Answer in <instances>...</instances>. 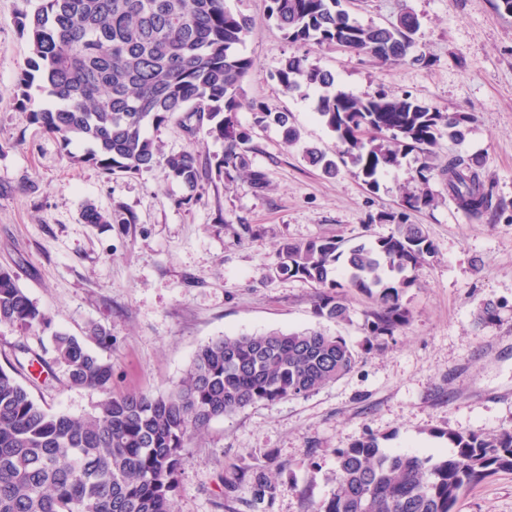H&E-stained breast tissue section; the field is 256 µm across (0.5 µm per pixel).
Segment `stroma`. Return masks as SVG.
Instances as JSON below:
<instances>
[{
    "label": "stroma",
    "instance_id": "stroma-1",
    "mask_svg": "<svg viewBox=\"0 0 512 512\" xmlns=\"http://www.w3.org/2000/svg\"><path fill=\"white\" fill-rule=\"evenodd\" d=\"M252 21L242 47L253 68L247 104L237 119L250 126L249 101L291 113L302 142L286 145L276 128L256 131L251 168L270 186L256 192L248 178L205 180L196 203L161 170L105 174L72 164L30 120L14 95L29 44L17 24L23 0H0V268L12 270L50 328L0 326V368L14 370L33 399L53 412H91L101 393L70 385L54 365L53 332L84 336L100 325L112 345L98 355L112 365V392L159 395L173 389L208 341L240 333L322 328L361 354L356 368L308 395L247 407L212 420L195 435L175 491L176 512H307L336 488L337 449L365 434L383 447L450 452L439 430L495 434L512 430V16L496 0H348L364 24L384 25L404 9L420 28L417 51L427 65L381 63L336 46L284 40L267 18L268 0H226ZM331 71L337 91L364 97L408 93L442 112L476 117L463 142L439 140L438 164L455 156L483 159L494 211L473 220L459 210L440 179L429 188L434 207L408 211L424 225L434 254L418 267L403 304L412 318L385 350L366 352L361 330L372 299L345 296L351 320L315 313L318 286L271 274L276 247L317 237L351 247L389 233L382 214L400 209V184L416 163L403 160L369 191L354 169L328 178L308 165L303 146L334 151L336 141L314 112L313 99L284 93L275 73L290 55ZM165 151L197 149L202 159L223 146L168 125L151 129ZM131 213V224L92 226L85 202ZM500 318L480 323L486 301ZM276 483L274 498L251 505V474ZM235 480L227 490V480ZM458 512H512V473L470 489Z\"/></svg>",
    "mask_w": 512,
    "mask_h": 512
}]
</instances>
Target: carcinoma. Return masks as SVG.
Returning <instances> with one entry per match:
<instances>
[{
	"instance_id": "1",
	"label": "carcinoma",
	"mask_w": 512,
	"mask_h": 512,
	"mask_svg": "<svg viewBox=\"0 0 512 512\" xmlns=\"http://www.w3.org/2000/svg\"><path fill=\"white\" fill-rule=\"evenodd\" d=\"M341 0H270L269 18L293 44H334L382 63L428 65L414 52L419 20L402 11L385 26L365 25L340 8ZM30 56L14 89L31 120L63 148L85 143L75 164L107 174L149 173L157 168L183 185L188 205L205 177L232 180L244 173L257 192L269 187L266 174L249 169L253 130L274 127L294 146L301 132L287 112L253 104L252 124L237 112L252 59L240 51L249 20L225 0H39L19 12ZM288 94L317 93L315 112L336 138V157L315 147L303 150L309 165L334 178L350 165L375 190L382 175L414 155L412 180L401 187L400 206L419 211L435 203L429 183L442 178L457 207L480 217L491 207L477 155L435 163L443 136L461 142L472 116L440 112L410 94L385 91L358 97L334 90L335 77L292 55L277 71ZM57 106H34V81ZM195 119L196 124L187 121ZM179 123L186 131L224 144L205 162L186 149L166 154L147 135L150 127ZM85 224H132L120 209L105 213L87 203ZM379 221L391 231L347 250L318 237L285 242L272 273L317 284L315 313L336 323L351 321L344 295L365 294L375 307L364 314L366 350H383L404 328L410 312L400 292L414 284L409 272L434 253L420 224L403 213ZM0 325L45 329L50 317L20 288L14 272L0 268ZM112 344L94 325L88 339L56 332L53 362L75 387L104 398L82 416L50 412L14 375L0 368V512H174L173 494L187 463L194 434L219 417L248 406L305 396L349 374L360 355L344 337L319 329L224 336L202 345L185 377L170 392L112 395V366L87 345ZM454 448L433 459L393 452L375 436L336 449V491L310 505V512H456L462 495L484 479L512 472V431L497 434L442 431ZM265 473L252 476L254 500L274 498Z\"/></svg>"
}]
</instances>
